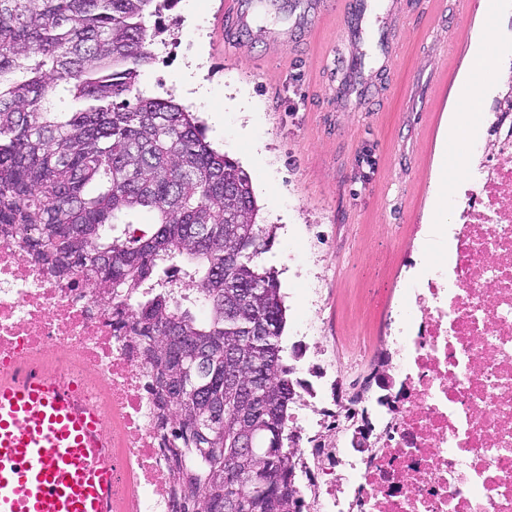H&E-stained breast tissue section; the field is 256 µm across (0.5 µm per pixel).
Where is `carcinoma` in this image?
Returning a JSON list of instances; mask_svg holds the SVG:
<instances>
[{
  "mask_svg": "<svg viewBox=\"0 0 512 512\" xmlns=\"http://www.w3.org/2000/svg\"><path fill=\"white\" fill-rule=\"evenodd\" d=\"M168 2L0 0V226L117 300L112 325L141 346L160 424L176 413L171 512H302L286 306L258 262L277 226L200 118L138 87L155 60L147 18ZM143 212L154 228L139 232Z\"/></svg>",
  "mask_w": 512,
  "mask_h": 512,
  "instance_id": "1",
  "label": "carcinoma"
}]
</instances>
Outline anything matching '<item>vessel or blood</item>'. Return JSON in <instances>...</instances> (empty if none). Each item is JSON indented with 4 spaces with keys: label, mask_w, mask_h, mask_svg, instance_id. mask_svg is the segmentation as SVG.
Masks as SVG:
<instances>
[{
    "label": "vessel or blood",
    "mask_w": 512,
    "mask_h": 512,
    "mask_svg": "<svg viewBox=\"0 0 512 512\" xmlns=\"http://www.w3.org/2000/svg\"><path fill=\"white\" fill-rule=\"evenodd\" d=\"M0 512H112L96 415L56 379L0 380Z\"/></svg>",
    "instance_id": "1"
}]
</instances>
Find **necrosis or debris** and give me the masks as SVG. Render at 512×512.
<instances>
[{
    "label": "necrosis or debris",
    "instance_id": "4bbe7bcc",
    "mask_svg": "<svg viewBox=\"0 0 512 512\" xmlns=\"http://www.w3.org/2000/svg\"><path fill=\"white\" fill-rule=\"evenodd\" d=\"M512 126V106L496 109ZM492 135L478 163L448 174L457 222L445 251L410 278L391 338V376L374 448H301L307 512H512V138ZM110 298L65 280L0 231V377L42 373L95 408L112 454L113 512H164L172 483L138 343L112 327ZM320 419L290 431L350 427L334 363L302 366Z\"/></svg>",
    "mask_w": 512,
    "mask_h": 512
}]
</instances>
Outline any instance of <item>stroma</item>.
Returning a JSON list of instances; mask_svg holds the SVG:
<instances>
[{"label": "stroma", "mask_w": 512, "mask_h": 512, "mask_svg": "<svg viewBox=\"0 0 512 512\" xmlns=\"http://www.w3.org/2000/svg\"><path fill=\"white\" fill-rule=\"evenodd\" d=\"M221 3L173 0L156 17L168 35L139 87L206 86V98L182 105L204 120L221 107L207 138L250 175L266 222L278 227L259 261L275 268L287 295L282 345L297 336L294 294L316 283L318 340L345 368L359 348L384 350L382 324L410 276L404 255L424 261L455 221L437 138L482 44L480 119L465 137L487 144L497 68L512 63V25L487 20L480 0H367L361 20L345 19V0H322L311 27L301 23L309 0H249L228 51L214 40ZM357 60L363 67L351 72ZM249 103L258 108L251 123Z\"/></svg>", "instance_id": "stroma-1"}]
</instances>
